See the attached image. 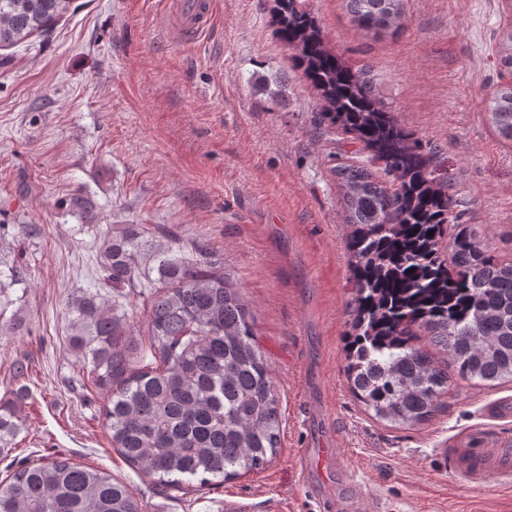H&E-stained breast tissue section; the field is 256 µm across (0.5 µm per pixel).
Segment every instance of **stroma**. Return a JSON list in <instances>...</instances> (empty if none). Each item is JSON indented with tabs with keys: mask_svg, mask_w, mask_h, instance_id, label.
Returning <instances> with one entry per match:
<instances>
[{
	"mask_svg": "<svg viewBox=\"0 0 512 512\" xmlns=\"http://www.w3.org/2000/svg\"><path fill=\"white\" fill-rule=\"evenodd\" d=\"M323 47L366 75L385 109L444 153L453 194L484 244L512 261V143L487 104L512 73L497 43L512 0H405L400 28L354 25L344 0H299ZM213 28L180 40L162 0H74L54 30L0 49V399L21 433L0 480L63 454L128 483L145 512H512V416L487 417L512 384L459 383L428 424L370 419L343 371L348 256L337 153H367L318 123L319 96L277 33L274 0H216ZM99 224H141L144 265L173 248L223 263L251 306L280 397L276 458L186 493L109 443L104 388L67 343L68 302L101 293L145 339L142 299L96 261ZM24 360L28 373L14 378ZM485 450L478 480L453 450Z\"/></svg>",
	"mask_w": 512,
	"mask_h": 512,
	"instance_id": "stroma-1",
	"label": "stroma"
}]
</instances>
